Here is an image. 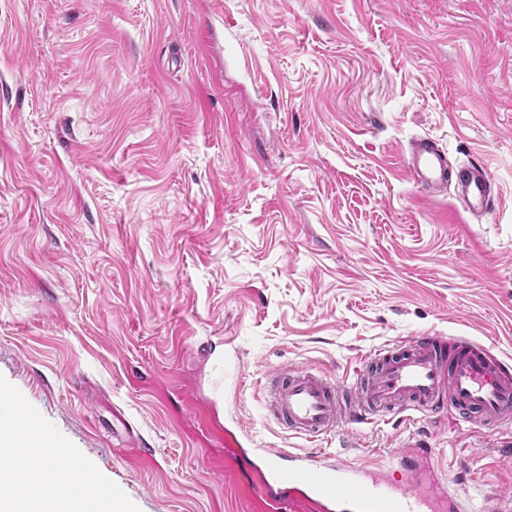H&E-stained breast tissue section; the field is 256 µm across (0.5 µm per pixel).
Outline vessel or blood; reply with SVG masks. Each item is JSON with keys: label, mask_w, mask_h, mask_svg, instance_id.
<instances>
[{"label": "vessel or blood", "mask_w": 512, "mask_h": 512, "mask_svg": "<svg viewBox=\"0 0 512 512\" xmlns=\"http://www.w3.org/2000/svg\"><path fill=\"white\" fill-rule=\"evenodd\" d=\"M411 179L439 191L454 188L463 208L483 216L491 204L487 169L449 170L446 152L429 137L414 140ZM267 410L284 431L312 441L313 449L260 448L268 474L255 490L271 508L301 502L309 512H473L462 481L448 479L434 449L415 443L390 463L331 460L321 444L343 427L382 417L451 406L496 428L512 422V368L484 343L465 337L414 336L375 349L354 383L342 386L318 371L280 368L270 377Z\"/></svg>", "instance_id": "vessel-or-blood-1"}]
</instances>
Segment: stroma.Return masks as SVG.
Instances as JSON below:
<instances>
[{"label": "stroma", "instance_id": "obj_1", "mask_svg": "<svg viewBox=\"0 0 512 512\" xmlns=\"http://www.w3.org/2000/svg\"><path fill=\"white\" fill-rule=\"evenodd\" d=\"M424 136L487 168L483 217L408 177ZM424 332L512 364V0H0V375L140 512H267L196 393L305 449L267 374ZM413 437L477 512L512 496V426L326 447Z\"/></svg>", "mask_w": 512, "mask_h": 512}]
</instances>
